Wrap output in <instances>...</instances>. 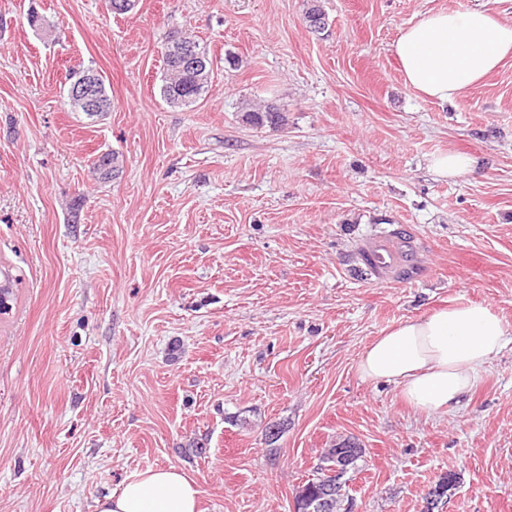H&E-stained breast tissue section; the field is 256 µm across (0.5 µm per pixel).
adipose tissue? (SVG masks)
<instances>
[{"mask_svg":"<svg viewBox=\"0 0 512 512\" xmlns=\"http://www.w3.org/2000/svg\"><path fill=\"white\" fill-rule=\"evenodd\" d=\"M408 87L443 103L482 82L512 54V23L482 11H439L404 29L393 45ZM512 339L504 319L483 303H456L408 319L360 355L362 379L397 385L425 415L459 403ZM199 492L176 468L146 469L96 499L94 512H199Z\"/></svg>","mask_w":512,"mask_h":512,"instance_id":"ef3b65f1","label":"adipose tissue"}]
</instances>
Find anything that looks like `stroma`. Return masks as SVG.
I'll use <instances>...</instances> for the list:
<instances>
[{
  "label": "stroma",
  "instance_id": "35a3bbf8",
  "mask_svg": "<svg viewBox=\"0 0 512 512\" xmlns=\"http://www.w3.org/2000/svg\"><path fill=\"white\" fill-rule=\"evenodd\" d=\"M472 9L512 20V0H0V512H93L168 467L202 512H294L343 439L364 450L350 512H420L449 472L442 512H512V344L439 415L356 370L451 303L512 327V58L450 104L393 54L426 14ZM173 28L214 63L191 112L159 94ZM88 67L112 99L98 116L68 106ZM263 100L286 125L246 122ZM449 152L473 170L435 173ZM378 242L404 261L374 273Z\"/></svg>",
  "mask_w": 512,
  "mask_h": 512
}]
</instances>
